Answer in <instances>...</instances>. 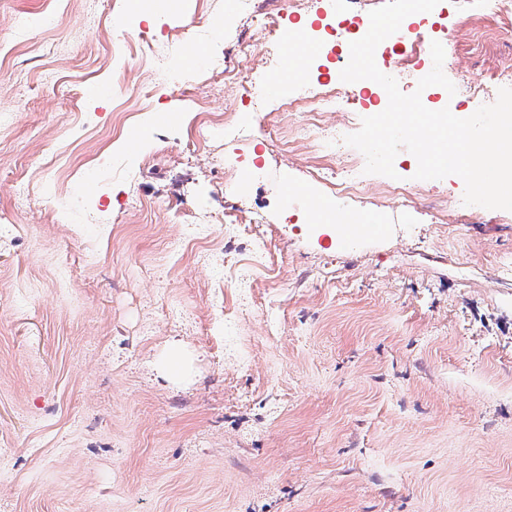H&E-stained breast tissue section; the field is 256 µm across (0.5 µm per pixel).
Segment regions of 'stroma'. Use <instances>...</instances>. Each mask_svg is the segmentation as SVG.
<instances>
[{"mask_svg":"<svg viewBox=\"0 0 512 512\" xmlns=\"http://www.w3.org/2000/svg\"><path fill=\"white\" fill-rule=\"evenodd\" d=\"M132 9L130 25L112 0H0V225L17 228L0 245V512H512V211L464 223L456 176L403 215L378 194L334 206L314 152L282 143L297 115L255 123L211 66L245 16ZM453 11L440 0L429 32L456 92L434 93L470 114L468 84L512 68V36L453 31ZM285 25L315 43L314 78H338L333 12ZM228 108L249 140H196ZM236 150L264 179L225 170ZM198 213L238 259L252 239L225 217L262 216L274 263L252 303L181 243Z\"/></svg>","mask_w":512,"mask_h":512,"instance_id":"obj_1","label":"stroma"}]
</instances>
